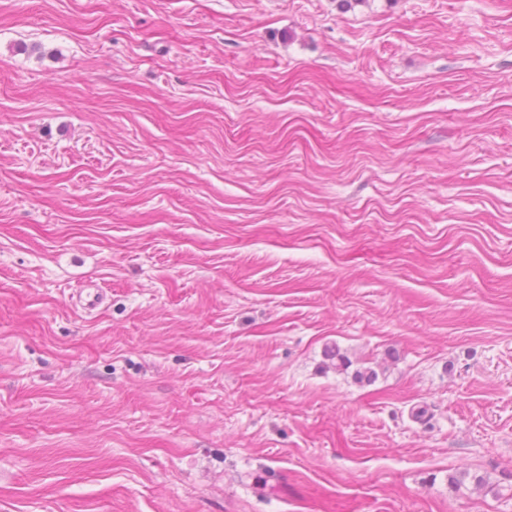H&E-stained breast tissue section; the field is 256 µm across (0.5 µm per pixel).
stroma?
<instances>
[{
	"instance_id": "stroma-1",
	"label": "stroma",
	"mask_w": 512,
	"mask_h": 512,
	"mask_svg": "<svg viewBox=\"0 0 512 512\" xmlns=\"http://www.w3.org/2000/svg\"><path fill=\"white\" fill-rule=\"evenodd\" d=\"M0 512H512V0H0Z\"/></svg>"
}]
</instances>
